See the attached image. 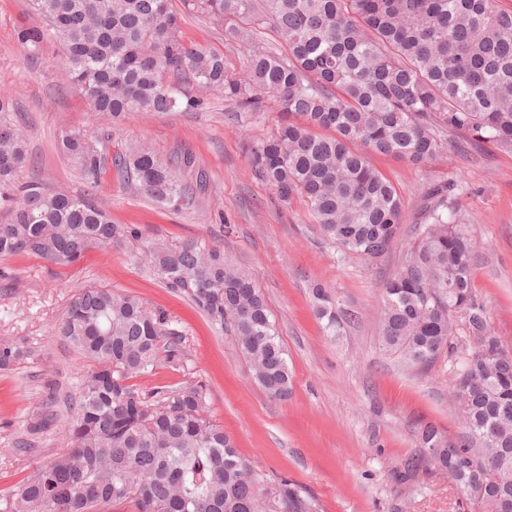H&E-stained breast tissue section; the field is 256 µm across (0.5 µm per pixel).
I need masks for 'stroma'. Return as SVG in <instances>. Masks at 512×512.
I'll return each instance as SVG.
<instances>
[{
  "instance_id": "35a3bbf8",
  "label": "stroma",
  "mask_w": 512,
  "mask_h": 512,
  "mask_svg": "<svg viewBox=\"0 0 512 512\" xmlns=\"http://www.w3.org/2000/svg\"><path fill=\"white\" fill-rule=\"evenodd\" d=\"M35 21L29 0H0V90L14 100L13 120L26 144L20 177L92 194L106 204L113 223L131 225L136 234L121 247L91 250L68 266L27 254L0 257V341L28 351L11 370H0V494L26 467L70 445L59 422L37 439L34 452L20 450L40 408L80 390L91 363L55 328L78 290L97 286L137 295L182 332L184 367L161 366L140 379V387L203 381L211 419L251 465L262 491L275 492L285 478L311 494L319 512H467L466 491L428 462L416 439L419 424L427 422L452 437L463 431L448 394V360L421 371L386 352L379 312L424 192L448 183L455 187L456 218L474 244V293L491 332L512 352V153L453 136L421 166L369 155L402 199L404 229L383 257L371 261L341 254L304 202L282 205L251 170L245 148L274 131V109L249 112L214 96L199 111L130 113L112 135V153L144 142L165 160L184 152L196 156V169L180 174L197 191L194 203L162 207L132 191L113 167L91 182L61 155L64 131L80 128L97 137L105 122L69 84L56 45H45L31 62L12 41L16 26ZM182 36L223 54L229 74L245 71L240 45L207 17L187 16ZM190 238L220 244L264 294L288 354V399L270 398L235 339L139 260L146 242ZM317 285L344 315L337 337L326 336L314 314Z\"/></svg>"
}]
</instances>
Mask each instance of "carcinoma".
<instances>
[{"label":"carcinoma","instance_id":"cac0c4a2","mask_svg":"<svg viewBox=\"0 0 512 512\" xmlns=\"http://www.w3.org/2000/svg\"><path fill=\"white\" fill-rule=\"evenodd\" d=\"M40 26L13 38L38 57L61 46L70 84L90 111L116 128L132 112L197 111L206 99L181 86L188 76L240 108L272 100L275 131L248 149L251 169L287 204H306L323 236L345 255L380 257L403 222L394 186L372 168L379 153L422 165L455 133L512 152V12L494 0H30ZM187 13L206 15L244 45V76L224 56L186 44ZM274 29V53L254 34ZM14 102L0 91V257L28 254L69 265L95 248L135 234L114 224L92 199L21 181L25 141L11 123ZM60 152L89 179L112 165L127 183L161 205L189 200L178 172L185 154L164 160L145 143L112 156L82 129L61 135ZM455 187L422 197L402 260L386 282L380 343L421 370L448 356L450 396L463 435L450 441L432 424L417 443L430 462L476 489L474 512H512V354L487 331L474 294V246L448 219ZM143 256L166 287L188 297L230 333L265 393L290 394L287 353L263 294L224 248L198 239L152 242ZM314 312L329 336L342 317L330 294L313 290ZM466 315L468 334L456 318ZM58 332L92 362L65 421L71 447L0 494V512H318L315 500L285 481L266 496L224 429L207 416L206 385L156 386L135 380L166 362L182 368L183 334L136 295L83 288ZM0 344V370L21 357ZM57 414L27 427L38 435Z\"/></svg>","mask_w":512,"mask_h":512}]
</instances>
